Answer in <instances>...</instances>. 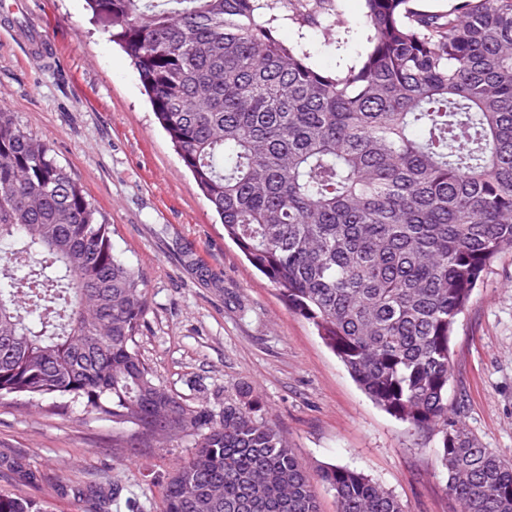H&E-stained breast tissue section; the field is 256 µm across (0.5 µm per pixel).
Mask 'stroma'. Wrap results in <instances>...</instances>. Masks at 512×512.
I'll return each mask as SVG.
<instances>
[{
	"instance_id": "35a3bbf8",
	"label": "stroma",
	"mask_w": 512,
	"mask_h": 512,
	"mask_svg": "<svg viewBox=\"0 0 512 512\" xmlns=\"http://www.w3.org/2000/svg\"><path fill=\"white\" fill-rule=\"evenodd\" d=\"M349 32L281 25L323 71L366 47L364 0H336ZM57 50L28 58V27ZM0 108L44 140L112 226V244L139 269L148 298L138 351L155 381L191 407L221 412L258 396L262 416L310 469L336 464L390 491L405 512H460L435 458L437 438L418 439L355 384L309 321L224 236L193 177L157 123L127 54L91 19L86 0H23L0 16ZM451 419L482 447L512 460V249L488 266L451 339ZM196 436L161 445L121 435L70 405L59 414L24 398L0 403V490L92 512L90 486L118 492L111 512H160L177 463ZM40 471L16 482L14 463Z\"/></svg>"
}]
</instances>
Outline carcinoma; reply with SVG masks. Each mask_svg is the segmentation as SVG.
<instances>
[{
	"mask_svg": "<svg viewBox=\"0 0 512 512\" xmlns=\"http://www.w3.org/2000/svg\"><path fill=\"white\" fill-rule=\"evenodd\" d=\"M367 46L332 72L276 36L331 32L335 0H88L225 234L364 393L440 436L462 512H512V461L448 430L458 316L512 249V0H364ZM46 142L0 109V400L58 399L143 440L199 435L161 512H404L364 473L313 474L259 400L192 408L136 344L144 279ZM0 512H45L0 491Z\"/></svg>",
	"mask_w": 512,
	"mask_h": 512,
	"instance_id": "obj_1",
	"label": "carcinoma"
}]
</instances>
